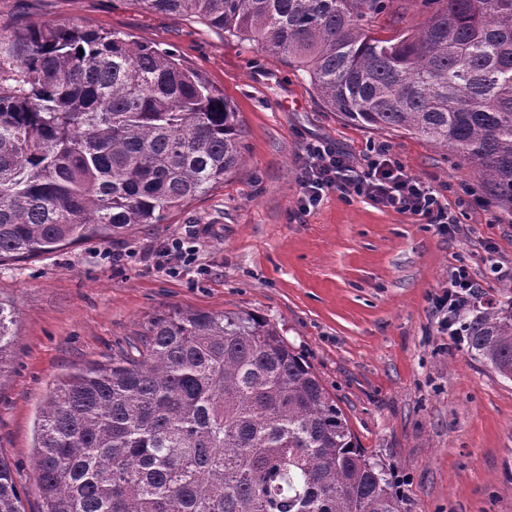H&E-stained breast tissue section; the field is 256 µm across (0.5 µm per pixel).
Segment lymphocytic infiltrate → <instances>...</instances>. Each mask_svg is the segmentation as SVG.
Returning <instances> with one entry per match:
<instances>
[{
	"label": "lymphocytic infiltrate",
	"instance_id": "1",
	"mask_svg": "<svg viewBox=\"0 0 512 512\" xmlns=\"http://www.w3.org/2000/svg\"><path fill=\"white\" fill-rule=\"evenodd\" d=\"M300 182V209L304 212L319 206L327 191L336 190L348 197L367 199L381 210L413 216L458 235L463 232L462 224L437 190L408 174L384 146L356 165L342 152L321 144H307ZM482 300L479 285L466 268H453L447 291L435 302V309L442 316L440 327L449 341L459 343L463 334L461 323L454 318L456 311L474 307Z\"/></svg>",
	"mask_w": 512,
	"mask_h": 512
}]
</instances>
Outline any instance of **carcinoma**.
Wrapping results in <instances>:
<instances>
[{
	"instance_id": "carcinoma-1",
	"label": "carcinoma",
	"mask_w": 512,
	"mask_h": 512,
	"mask_svg": "<svg viewBox=\"0 0 512 512\" xmlns=\"http://www.w3.org/2000/svg\"><path fill=\"white\" fill-rule=\"evenodd\" d=\"M256 41L346 121L418 135L512 214V0H136ZM224 94L171 51L42 24L0 34V262L109 241L224 183L244 162ZM466 321V351L512 380V283ZM18 312L0 299V375ZM42 512H401L311 365L249 312L175 311L135 348L71 373L35 438ZM0 459V512H20ZM398 23L400 27L413 26L422 22L429 13L421 0H411L402 3Z\"/></svg>"
}]
</instances>
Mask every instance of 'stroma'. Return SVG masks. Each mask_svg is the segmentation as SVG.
Returning <instances> with one entry per match:
<instances>
[{
	"label": "stroma",
	"mask_w": 512,
	"mask_h": 512,
	"mask_svg": "<svg viewBox=\"0 0 512 512\" xmlns=\"http://www.w3.org/2000/svg\"><path fill=\"white\" fill-rule=\"evenodd\" d=\"M41 23L175 52L236 106L245 162L168 223L0 264V296L19 313L0 375V457L24 512L43 507L34 424L57 381L111 362L173 310H243L276 325L383 465L402 512H512V381L449 345L433 310L452 266H467L488 298L512 282V218L477 171L419 136L346 122L287 59L195 18L135 0H0L1 34ZM315 140L357 163L387 146L449 200L465 195L456 210L465 234L336 191L300 214L302 153ZM193 236L196 265L162 272L154 248Z\"/></svg>",
	"instance_id": "obj_1"
}]
</instances>
